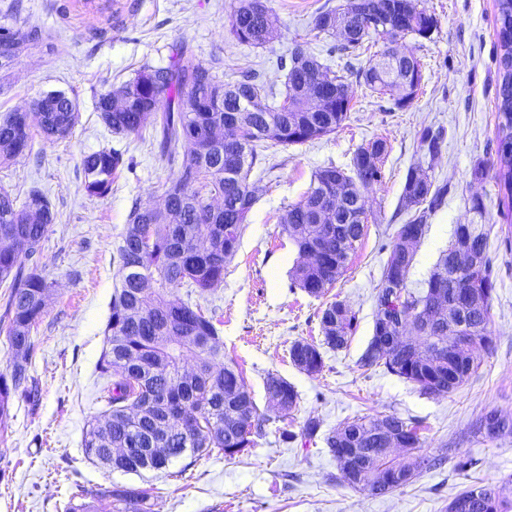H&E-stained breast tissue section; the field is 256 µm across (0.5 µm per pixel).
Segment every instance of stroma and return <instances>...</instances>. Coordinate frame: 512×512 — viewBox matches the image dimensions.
I'll return each instance as SVG.
<instances>
[{
	"instance_id": "1",
	"label": "stroma",
	"mask_w": 512,
	"mask_h": 512,
	"mask_svg": "<svg viewBox=\"0 0 512 512\" xmlns=\"http://www.w3.org/2000/svg\"><path fill=\"white\" fill-rule=\"evenodd\" d=\"M4 2L0 26H35L45 39L21 54L0 80V115L30 109L39 96L61 91L76 101L79 122L66 142L35 143L31 155L0 165V188L18 198L41 190L56 213L39 255L52 287L34 334L30 373L38 394L14 400L7 441L0 444V512H62L69 497L86 493L93 495L96 512H113L110 499L96 495L111 486L153 489L155 512H445L451 498L470 485L512 479V434L487 438L473 430L486 410L512 416V253L501 244L512 223L503 214L492 172H475L477 163L490 167L496 160L495 0H421L437 21L432 37L395 41L423 64L421 88L408 107L397 108L390 95L366 92L351 74V111L342 127L304 144L264 151L250 175L255 203L239 249L224 267L223 283L198 303L214 314L224 356L239 365L267 420L265 434L232 459L188 453L165 469L138 473L91 462L82 440L106 406L96 363L116 285V245L133 203L162 205L170 172L148 140L104 126L96 97L132 80L142 67L168 66L180 43L225 78L252 70L282 88L280 57L309 34L318 7L342 0H267L277 36L262 47L239 43L231 34L234 0H21L15 12L4 11ZM427 126L445 132L442 152L434 158L418 145ZM378 137L388 145L384 178L363 191L367 234L346 272L317 297L291 288L299 255L282 226L285 210L304 197L318 168L347 167L358 147ZM104 146L124 151L132 164L110 194L90 197L82 190L81 162ZM417 163L435 184L447 185L448 196L428 220L409 288H420L428 278L458 224L489 228L497 276L491 310L495 348L482 354L464 386L443 396L421 394L412 383L357 363L372 334L384 245L408 218L400 198L407 172ZM475 198L482 199L483 214L472 211ZM334 301L356 313L358 328L346 348L324 350L325 367L311 376L292 363L289 349L297 340L321 342V315ZM271 374L298 393L294 426L310 416L320 420L314 439L279 441L284 422L265 393ZM391 413L421 426L423 454L444 453L448 459L378 497L347 484L325 438L348 418ZM462 457L474 465L460 474L454 465Z\"/></svg>"
}]
</instances>
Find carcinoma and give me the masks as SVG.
<instances>
[{"label": "carcinoma", "instance_id": "1", "mask_svg": "<svg viewBox=\"0 0 512 512\" xmlns=\"http://www.w3.org/2000/svg\"><path fill=\"white\" fill-rule=\"evenodd\" d=\"M497 41L501 82L498 90L496 163L494 179L512 205V0H497ZM369 14L388 22L387 27H355L352 36L336 47L351 57L399 35L431 38L435 17L419 0H345L335 8H319L310 32L314 39L336 33V22H352ZM230 31L243 44L264 45L275 37L265 0H235ZM40 38L36 27L0 26V69ZM285 90L258 81L245 72L222 80L209 65L176 49L167 67L145 66L135 78L115 91L98 95L96 110L110 131L142 135L152 130L159 160L171 172L164 183L169 210L158 212L135 205L129 212L116 247L119 278L112 294L106 326V347L98 362L107 409L83 437L85 456L112 471L138 473L160 470L189 451L213 450L232 458L254 445L265 433L267 419L244 384L242 372L224 360V342L212 318L192 295H204L224 281V264L240 245L248 214L255 202L249 176L266 144H304L329 135L348 118L351 100L340 96L345 76L338 74L297 43L289 60ZM418 74L411 89L402 83ZM359 83L371 92H398L395 106L404 108L417 96L422 64L414 55L397 61L379 59L356 72ZM324 98L322 108L307 105L310 91ZM166 109L158 111L160 101ZM78 112L75 100L56 91L40 96L32 111L7 112L0 117V165L31 151L35 138L54 145L73 134ZM440 129H423L420 149L430 156L442 151ZM386 140L378 138L354 152L350 169L319 168L310 188L282 217L285 230L304 256L320 250L318 259L300 262L291 272L292 285L319 296L348 266L357 243L367 229L365 210L356 206L359 190L383 179ZM131 165L124 152L103 147L82 159L83 189L90 197H105L121 170ZM338 194L346 206L336 219L321 221L323 201ZM448 187L434 185L417 167L408 170L400 206L412 212L392 236L377 286L372 335L359 358L363 368H381L415 385L424 395L449 394L462 387L477 371V352L495 347L492 300L496 289L488 256V232L481 224L455 225L448 248L417 291L408 288L416 246L426 234L428 218L444 203ZM221 199L223 208L213 209ZM56 215L46 195L32 189L23 201L0 190V285L9 293L0 313V333L7 337L13 356L0 371V443L7 435L13 399L20 392L37 391L29 375L34 349L32 331L41 321L51 283L39 267L38 255ZM475 253L477 263H461L459 254ZM186 289V298L175 295ZM356 313L340 301L330 303L321 316L323 342L295 341L289 355L309 375L324 367L321 348L347 347L357 330ZM473 342L462 345V340ZM193 358L192 371L183 362ZM266 398L284 416L297 410L298 393L287 380L270 375ZM402 441L407 455H367L353 476L346 463L337 462L345 481L354 488L378 485L386 496L404 484L387 480L392 473L414 479L441 466L445 457L419 455L418 423L396 414L357 416L326 438L331 453L360 440L380 427ZM474 432L498 436L512 432V417L492 409L476 420ZM137 445L156 452L137 466H127L121 448ZM97 497L112 499L113 512H154L151 494L143 488H101ZM470 504L466 512H512L503 488L474 484L452 498Z\"/></svg>", "mask_w": 512, "mask_h": 512}]
</instances>
